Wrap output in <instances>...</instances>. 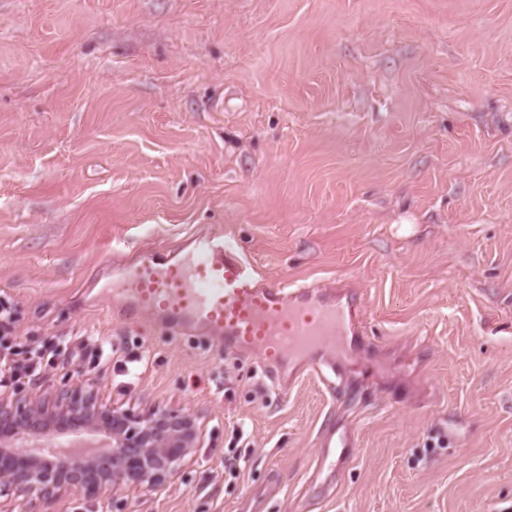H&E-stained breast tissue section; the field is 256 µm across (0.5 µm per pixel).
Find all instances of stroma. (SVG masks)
Listing matches in <instances>:
<instances>
[{"label":"stroma","instance_id":"obj_1","mask_svg":"<svg viewBox=\"0 0 512 512\" xmlns=\"http://www.w3.org/2000/svg\"><path fill=\"white\" fill-rule=\"evenodd\" d=\"M204 224L361 296L343 371L282 397L259 352L83 288ZM2 300L33 339L149 356L132 387L74 361L32 394L205 431L164 487L50 512H512V0H0Z\"/></svg>","mask_w":512,"mask_h":512}]
</instances>
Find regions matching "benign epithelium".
I'll list each match as a JSON object with an SVG mask.
<instances>
[{
    "mask_svg": "<svg viewBox=\"0 0 512 512\" xmlns=\"http://www.w3.org/2000/svg\"><path fill=\"white\" fill-rule=\"evenodd\" d=\"M99 422L112 434L108 461H60L45 465L24 440L46 425L91 431ZM204 440L203 429L185 413L147 416L100 403L92 390L75 384L54 401L39 396L7 403L0 398V489L27 503L74 492L92 500L107 488L161 486L186 464Z\"/></svg>",
    "mask_w": 512,
    "mask_h": 512,
    "instance_id": "benign-epithelium-1",
    "label": "benign epithelium"
}]
</instances>
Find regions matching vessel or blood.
Masks as SVG:
<instances>
[{
    "instance_id": "obj_1",
    "label": "vessel or blood",
    "mask_w": 512,
    "mask_h": 512,
    "mask_svg": "<svg viewBox=\"0 0 512 512\" xmlns=\"http://www.w3.org/2000/svg\"><path fill=\"white\" fill-rule=\"evenodd\" d=\"M111 286L110 315L150 318L169 332L205 337L222 355L261 350L275 388L287 392L289 359L317 371L328 343L362 332L361 299L288 279L271 281L223 231L207 227L131 263L103 261L84 286Z\"/></svg>"
}]
</instances>
